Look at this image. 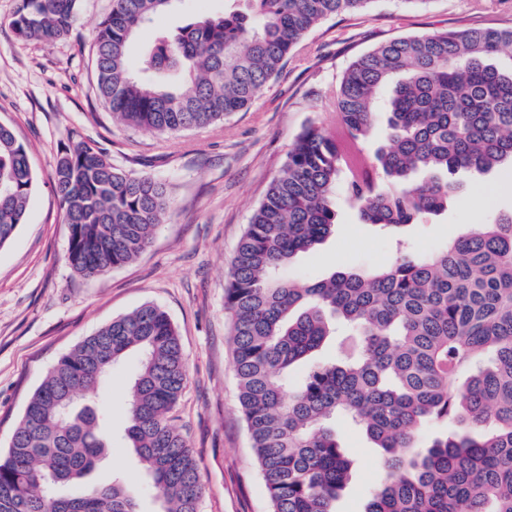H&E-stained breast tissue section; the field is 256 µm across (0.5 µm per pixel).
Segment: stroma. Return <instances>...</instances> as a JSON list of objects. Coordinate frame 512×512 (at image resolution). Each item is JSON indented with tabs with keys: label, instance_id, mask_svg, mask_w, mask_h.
Instances as JSON below:
<instances>
[{
	"label": "stroma",
	"instance_id": "35a3bbf8",
	"mask_svg": "<svg viewBox=\"0 0 512 512\" xmlns=\"http://www.w3.org/2000/svg\"><path fill=\"white\" fill-rule=\"evenodd\" d=\"M17 5L0 0V123L25 146L35 186L23 224L0 247V452L60 357L150 302L168 311L183 345L188 379L176 416L203 485L200 512H269L239 407L224 311L238 241L303 127H336L327 102L356 56L400 36L512 27V0H371L364 11L333 16L311 31L248 111L175 134L121 125L97 94L95 41L112 0H82L74 34L50 46L16 37L11 20ZM223 6L224 0H181L177 10L141 30L136 46L144 48L155 30ZM77 140L101 149L129 174L165 183L173 199L138 259L90 280L75 275L66 261L69 228L52 187L58 153ZM456 179L470 203H451L406 230L401 237L415 249L432 251L512 211V168L478 177L462 171ZM396 237L360 223L357 205L337 195L335 234L301 254L288 275L312 282L338 267L386 265L395 256ZM139 359L131 352L96 392L110 413L112 448L92 480L118 474L140 512H161L147 474L121 438ZM334 429L354 461L337 512H364L382 477L380 452L347 421L336 420Z\"/></svg>",
	"mask_w": 512,
	"mask_h": 512
}]
</instances>
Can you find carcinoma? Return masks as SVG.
<instances>
[{
    "instance_id": "1",
    "label": "carcinoma",
    "mask_w": 512,
    "mask_h": 512,
    "mask_svg": "<svg viewBox=\"0 0 512 512\" xmlns=\"http://www.w3.org/2000/svg\"><path fill=\"white\" fill-rule=\"evenodd\" d=\"M180 0H113L96 37L97 92L121 123L153 133L203 128L248 110L325 19L371 0H247L155 33L133 65L137 32ZM80 0H19L25 41L69 37ZM331 105L336 129L309 125L271 180L235 249L224 309L232 320L239 404L270 512H336L353 460L336 438L349 420L380 450L383 479L365 512H512V212L419 253L300 283L282 275L336 224V194L365 224L394 230L438 215L455 174L512 164V27L402 36L356 57ZM387 140L363 143L378 115ZM34 177L0 123V247L22 224ZM53 186L69 227L66 259L93 279L137 259L171 210L163 183L132 176L75 142ZM343 323L357 336L336 361L314 358ZM141 352L124 436L163 512L203 496L173 412L187 368L168 313L144 304L62 356L0 455V512H139L117 476L85 484L112 448L90 399L115 364ZM307 369L292 387L288 379Z\"/></svg>"
}]
</instances>
